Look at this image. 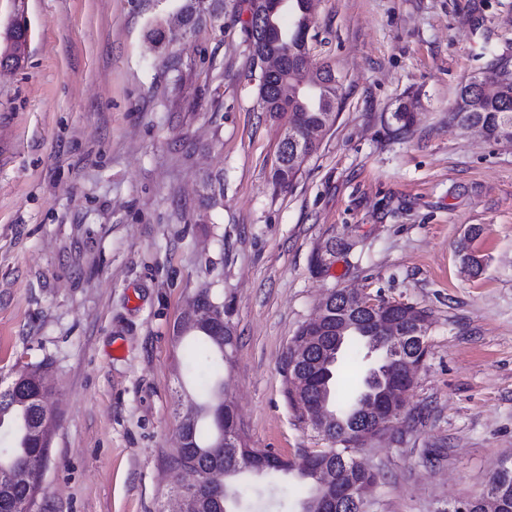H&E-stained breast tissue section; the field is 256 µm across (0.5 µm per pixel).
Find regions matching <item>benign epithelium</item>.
Segmentation results:
<instances>
[{
    "label": "benign epithelium",
    "mask_w": 512,
    "mask_h": 512,
    "mask_svg": "<svg viewBox=\"0 0 512 512\" xmlns=\"http://www.w3.org/2000/svg\"><path fill=\"white\" fill-rule=\"evenodd\" d=\"M253 50L256 51V57L262 60L263 67L269 71L275 72L284 64L283 56L275 42L266 39L253 47ZM348 297L354 308L368 312L370 324L377 333V336L373 337L374 341L379 343L386 341L391 344L409 340L407 336L398 335L395 319L396 312L409 308L408 304L389 301L381 303L361 293H350ZM332 308L333 295L330 294L320 302L315 316L305 325V334L292 342L290 364L286 372L288 382L304 390L301 401L303 417L330 439L335 434L336 414L313 397L316 381L309 369V359L321 346L324 334L330 331ZM188 319L217 329L224 337V351L232 357L235 356L236 337L232 327L224 321V312L220 308L216 306L206 308L202 305L200 298L195 297L188 307V312L183 316V320ZM421 364L422 360L415 357L404 359L396 365L380 394L368 396L359 403V415L366 420V426L352 432L353 445L360 447L368 440L387 433L401 419L407 406L408 393L416 382ZM214 421L217 426L227 430L225 443L221 444V447L227 451H239L244 448L235 408L230 398H224L223 404L216 409ZM301 465L314 473L326 486L339 483L330 469L318 458L305 457ZM361 470L366 475V479L344 487L342 496L363 505L371 492V484L367 476L373 474V471L364 466ZM172 478L181 489L174 512H191L189 509L191 500L187 493L194 491L199 485L198 472L193 469H182L172 473Z\"/></svg>",
    "instance_id": "obj_1"
}]
</instances>
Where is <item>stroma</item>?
<instances>
[{
	"instance_id": "1",
	"label": "stroma",
	"mask_w": 512,
	"mask_h": 512,
	"mask_svg": "<svg viewBox=\"0 0 512 512\" xmlns=\"http://www.w3.org/2000/svg\"><path fill=\"white\" fill-rule=\"evenodd\" d=\"M184 3L0 0V30H30L0 69V387L42 365L53 393L30 512H168L200 361L175 328L201 292L237 337L222 372L246 444L330 447L281 367L340 289L430 314L404 418L355 451L380 475L366 510L451 512L512 463V144L450 119L462 84L512 62V0H314L310 53L342 97L282 191L287 120L258 105L248 0L156 44ZM305 493L254 479L238 510L299 512Z\"/></svg>"
}]
</instances>
